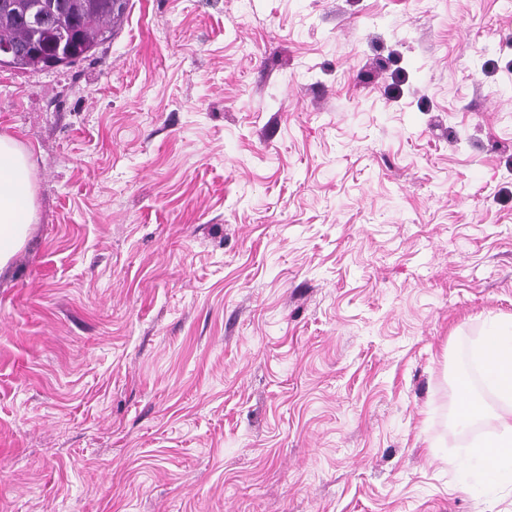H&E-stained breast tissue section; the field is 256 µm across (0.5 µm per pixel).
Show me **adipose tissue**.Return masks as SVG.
<instances>
[{"label":"adipose tissue","instance_id":"ef3b65f1","mask_svg":"<svg viewBox=\"0 0 512 512\" xmlns=\"http://www.w3.org/2000/svg\"><path fill=\"white\" fill-rule=\"evenodd\" d=\"M30 155L12 136L0 134V271L21 249L36 221ZM489 384L505 403L498 435L478 448L472 472L461 483L471 491L484 483L512 484V329L487 334L480 344Z\"/></svg>","mask_w":512,"mask_h":512}]
</instances>
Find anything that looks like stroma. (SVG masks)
<instances>
[{
    "instance_id": "1",
    "label": "stroma",
    "mask_w": 512,
    "mask_h": 512,
    "mask_svg": "<svg viewBox=\"0 0 512 512\" xmlns=\"http://www.w3.org/2000/svg\"><path fill=\"white\" fill-rule=\"evenodd\" d=\"M0 132V512H512V0H127ZM30 167V154L14 137L0 134V272L21 249L36 221ZM489 385L506 402V414L498 416L499 434L477 449L468 479L459 486L470 492L477 484H512V329L491 332L482 340L478 351Z\"/></svg>"
}]
</instances>
